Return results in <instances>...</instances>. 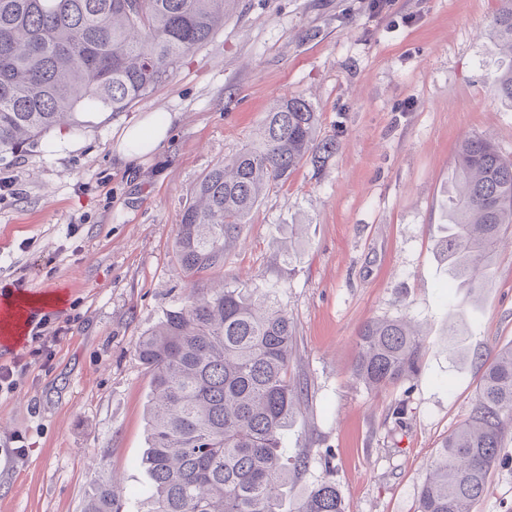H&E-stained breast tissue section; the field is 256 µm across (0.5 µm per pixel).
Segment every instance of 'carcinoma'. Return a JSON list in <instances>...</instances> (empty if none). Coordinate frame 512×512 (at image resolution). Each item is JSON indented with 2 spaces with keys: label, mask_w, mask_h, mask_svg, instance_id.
Here are the masks:
<instances>
[{
  "label": "carcinoma",
  "mask_w": 512,
  "mask_h": 512,
  "mask_svg": "<svg viewBox=\"0 0 512 512\" xmlns=\"http://www.w3.org/2000/svg\"><path fill=\"white\" fill-rule=\"evenodd\" d=\"M238 0H0V153L63 125L84 107L123 112L166 82L188 53L224 26ZM512 59V0L492 20ZM512 102V63L498 79ZM338 144L318 138L303 97H282L255 141L216 163L193 188L177 224L175 255L192 288L141 336L136 357L150 377L146 512H279L290 481L282 433L302 389L288 378L294 326L270 291L224 283L198 295L264 195L297 168L321 170ZM458 189L448 201L439 255L453 278L488 274L512 225V158L482 136L457 151ZM425 337L400 319L359 331L353 375L369 388L412 376ZM512 439V345L485 369L469 417L444 439L418 494L417 512H473ZM84 512H119L112 480ZM295 512H344L336 483L300 495Z\"/></svg>",
  "instance_id": "1"
}]
</instances>
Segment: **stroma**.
<instances>
[{
    "instance_id": "stroma-1",
    "label": "stroma",
    "mask_w": 512,
    "mask_h": 512,
    "mask_svg": "<svg viewBox=\"0 0 512 512\" xmlns=\"http://www.w3.org/2000/svg\"><path fill=\"white\" fill-rule=\"evenodd\" d=\"M498 0H240L177 72L123 112L87 110L15 153H0V298L61 293L40 339L0 346V512H83L115 477L122 512H145L149 376L140 337L190 286L174 257L194 186L255 137L273 102L299 94L319 136L339 143L254 210L224 262L228 283L272 288L295 329L288 374L303 401L282 438L306 458L283 503L334 480L344 512H417L441 441L469 416L479 379L512 345V244L478 292L452 278L436 244L448 226L460 142L489 138L512 157ZM168 136L118 150L147 116ZM408 317L425 336L416 375L374 390L352 373L363 324ZM464 330L467 356L448 347ZM25 441L23 455L14 436ZM475 512H512V442Z\"/></svg>"
}]
</instances>
